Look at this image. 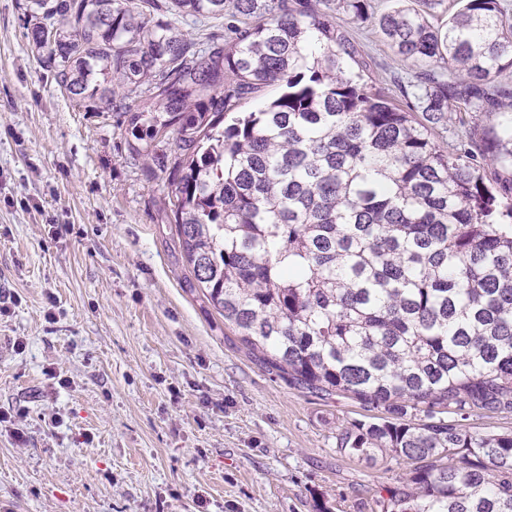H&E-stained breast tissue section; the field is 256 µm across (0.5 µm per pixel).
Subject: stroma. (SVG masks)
I'll return each mask as SVG.
<instances>
[{
	"label": "stroma",
	"instance_id": "obj_1",
	"mask_svg": "<svg viewBox=\"0 0 512 512\" xmlns=\"http://www.w3.org/2000/svg\"><path fill=\"white\" fill-rule=\"evenodd\" d=\"M0 0V512H380L410 466L340 454L376 410L262 366L194 282L125 112L70 98ZM378 86L417 67L339 14Z\"/></svg>",
	"mask_w": 512,
	"mask_h": 512
}]
</instances>
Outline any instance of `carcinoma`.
<instances>
[{
    "label": "carcinoma",
    "instance_id": "carcinoma-1",
    "mask_svg": "<svg viewBox=\"0 0 512 512\" xmlns=\"http://www.w3.org/2000/svg\"><path fill=\"white\" fill-rule=\"evenodd\" d=\"M28 37L76 101L132 98L139 156L167 168L191 274L263 364L379 410L339 453L416 464L382 512H512V8L456 0L443 26L378 18L427 69L421 115L375 88L316 0H30ZM356 21L369 0H336ZM224 20L199 40L178 19ZM53 30L59 55L45 43ZM282 93L224 124L262 88ZM454 126L448 146L436 128ZM423 415L424 420L414 419ZM451 463L444 464L442 460ZM470 431L510 433L512 432V414H503L496 417H485L473 414L466 421H461Z\"/></svg>",
    "mask_w": 512,
    "mask_h": 512
}]
</instances>
